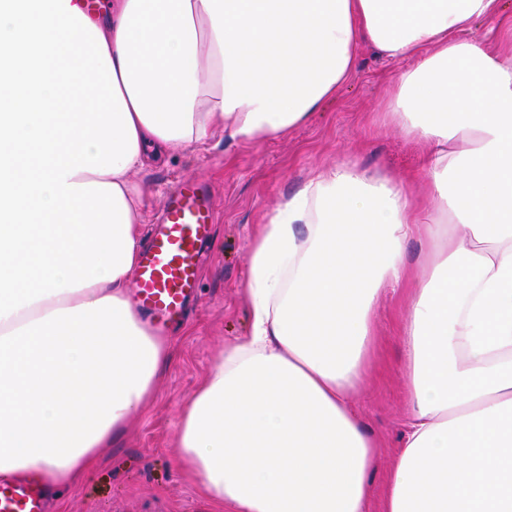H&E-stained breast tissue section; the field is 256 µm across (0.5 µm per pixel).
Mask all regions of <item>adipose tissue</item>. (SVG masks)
I'll use <instances>...</instances> for the list:
<instances>
[{
	"instance_id": "ef3b65f1",
	"label": "adipose tissue",
	"mask_w": 512,
	"mask_h": 512,
	"mask_svg": "<svg viewBox=\"0 0 512 512\" xmlns=\"http://www.w3.org/2000/svg\"><path fill=\"white\" fill-rule=\"evenodd\" d=\"M499 0H0V478L60 494L172 360L135 310L133 173L215 137L305 125L362 46L406 59L383 102L428 197L348 163L259 226L249 336L184 408V477L224 512H366L377 442L349 404L383 291L409 429L382 512H512V55L464 39ZM423 252L410 264L407 245Z\"/></svg>"
}]
</instances>
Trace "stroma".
I'll return each mask as SVG.
<instances>
[{
  "label": "stroma",
  "instance_id": "stroma-1",
  "mask_svg": "<svg viewBox=\"0 0 512 512\" xmlns=\"http://www.w3.org/2000/svg\"><path fill=\"white\" fill-rule=\"evenodd\" d=\"M401 67L363 47L350 83L288 135L256 145L214 140L133 174L144 190L143 226L153 224L167 191L181 178L208 183L217 222L203 247L197 294L184 318L164 332L174 358L153 403L131 419L118 443L103 450L62 501H49L48 512H221L179 471L175 443L181 410L224 347L250 332V307L242 295L249 244L256 226L267 222L282 197L298 192L317 168L339 163L409 178L410 190L426 195L419 146L383 108L389 78ZM405 304L403 288L387 290L378 310L371 364L353 394L363 423L382 443L381 469L374 476L378 492L384 469L407 432L399 371Z\"/></svg>",
  "mask_w": 512,
  "mask_h": 512
}]
</instances>
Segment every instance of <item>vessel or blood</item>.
Returning <instances> with one entry per match:
<instances>
[{"label": "vessel or blood", "instance_id": "vessel-or-blood-1", "mask_svg": "<svg viewBox=\"0 0 512 512\" xmlns=\"http://www.w3.org/2000/svg\"><path fill=\"white\" fill-rule=\"evenodd\" d=\"M215 222L207 187L198 180L177 182L138 262L139 306L156 326L178 321L197 288L201 247ZM0 512H45L44 488L36 478L0 481Z\"/></svg>", "mask_w": 512, "mask_h": 512}]
</instances>
